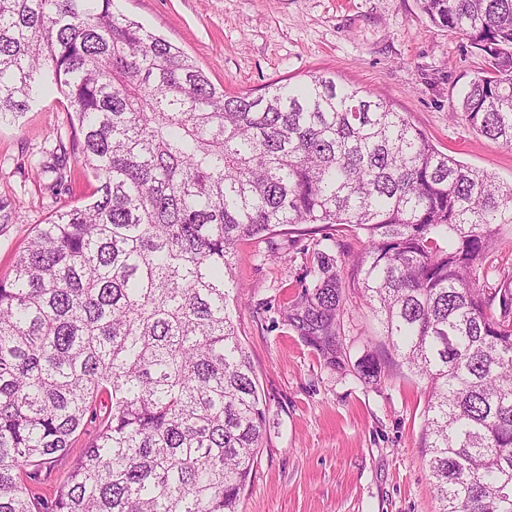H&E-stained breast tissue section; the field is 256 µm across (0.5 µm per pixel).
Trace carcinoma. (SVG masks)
<instances>
[{
	"label": "carcinoma",
	"instance_id": "carcinoma-1",
	"mask_svg": "<svg viewBox=\"0 0 512 512\" xmlns=\"http://www.w3.org/2000/svg\"><path fill=\"white\" fill-rule=\"evenodd\" d=\"M486 70L461 116L512 147V0H420ZM98 182L0 278V512H240L267 401L235 323L229 256L299 224L367 237L353 260L394 359L429 389L438 512H512V277L479 286L512 185L437 150L325 73L226 94L112 0H0V114L43 84ZM289 319L336 358V257ZM380 364L359 365L366 383ZM53 497L38 475L88 421Z\"/></svg>",
	"mask_w": 512,
	"mask_h": 512
}]
</instances>
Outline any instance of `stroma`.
Returning a JSON list of instances; mask_svg holds the SVG:
<instances>
[{"instance_id":"stroma-1","label":"stroma","mask_w":512,"mask_h":512,"mask_svg":"<svg viewBox=\"0 0 512 512\" xmlns=\"http://www.w3.org/2000/svg\"><path fill=\"white\" fill-rule=\"evenodd\" d=\"M115 11L179 46L225 92L263 94L274 82L328 72L404 113L440 151L512 184V148L477 134L457 111L485 60L465 36L431 23L419 0H113ZM67 102L42 93L0 119V277L57 209L82 204L96 183L75 156L51 163L72 133ZM281 257H267L270 246ZM367 245L344 225L247 240L231 259L236 317L267 404L266 432L241 512H436L422 441L425 381L393 366L364 383L359 365L382 354L379 325L359 299L351 256ZM329 249L346 298L328 361L288 318ZM512 275V224L480 285Z\"/></svg>"}]
</instances>
